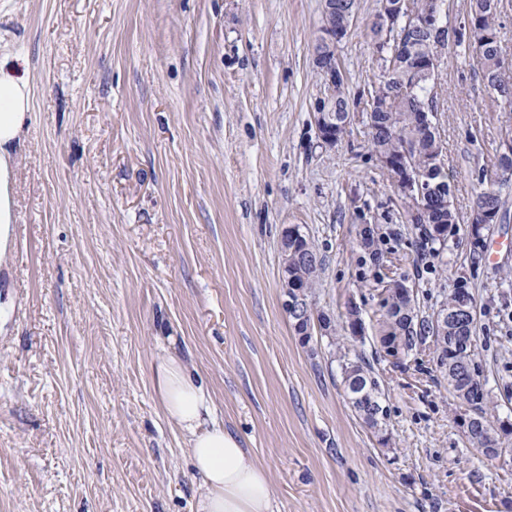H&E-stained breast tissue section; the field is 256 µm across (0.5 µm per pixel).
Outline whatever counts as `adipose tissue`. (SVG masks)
Listing matches in <instances>:
<instances>
[{
    "label": "adipose tissue",
    "mask_w": 512,
    "mask_h": 512,
    "mask_svg": "<svg viewBox=\"0 0 512 512\" xmlns=\"http://www.w3.org/2000/svg\"><path fill=\"white\" fill-rule=\"evenodd\" d=\"M30 122L29 79L8 58H0V256L13 245L17 150ZM154 374L164 411L188 437L200 478L196 512H272L265 469L212 418L209 397L197 375L173 356L158 363Z\"/></svg>",
    "instance_id": "ef3b65f1"
}]
</instances>
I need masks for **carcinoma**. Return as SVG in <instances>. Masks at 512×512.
Instances as JSON below:
<instances>
[{
	"label": "carcinoma",
	"instance_id": "cac0c4a2",
	"mask_svg": "<svg viewBox=\"0 0 512 512\" xmlns=\"http://www.w3.org/2000/svg\"><path fill=\"white\" fill-rule=\"evenodd\" d=\"M500 10L492 11L487 7V0H468L466 14L460 20V38L455 45L472 49L468 21L479 19V32L497 30ZM377 52L383 61L378 84L392 92L393 100L388 107L367 113L368 144L375 157L398 158L407 152L413 167L428 171L430 191L422 203L427 211L424 221L417 224L422 232L425 244L431 251L440 252L448 247V236L454 232L459 217L452 207V187L442 163V145L436 131L426 133L420 127L419 113L423 105H432L438 109L435 84L416 71L423 66L430 53V38L418 27L407 30L400 42L387 43L383 47L384 35L378 22L371 27ZM482 80L489 87L493 86L492 75L500 63L501 48L498 43H483L479 54L475 55ZM336 116V138L340 139L346 132L344 119L348 113V100L344 93L336 94L331 102ZM504 201L494 186L483 189L477 195L475 206L500 213ZM361 245L370 250L376 260H383L387 250V236L378 234L370 225H364L359 232ZM281 246L288 247V297H303L309 300L319 282L322 266L315 264L318 257L309 234L299 225H293L282 232ZM387 296L382 299L383 309L380 320L379 342L392 357L407 356L416 349L424 339H434L437 352V366L443 377L453 378L457 388L467 390L466 402L475 407V414L468 427L472 433V443L492 444L506 451L499 441L501 436L512 435L511 423H500L495 428L485 416L482 407L487 392L480 378L479 365L475 358L476 317L465 316L450 319L444 323L434 319V315L420 316L415 304L402 306V288L385 289ZM473 299L464 281H459L440 302L439 312H455L462 300ZM296 324V334L306 331L315 322L330 320L325 312H313L312 308L304 310L297 317L289 315ZM343 381L348 398L357 413H362L363 401L355 396L365 395L377 403L378 417L364 418L371 426L386 419L387 412L383 406L380 382L365 357L357 355L345 358L341 364Z\"/></svg>",
	"mask_w": 512,
	"mask_h": 512
}]
</instances>
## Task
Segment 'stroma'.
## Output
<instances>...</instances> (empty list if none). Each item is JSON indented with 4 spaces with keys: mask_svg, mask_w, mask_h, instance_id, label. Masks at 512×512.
<instances>
[{
    "mask_svg": "<svg viewBox=\"0 0 512 512\" xmlns=\"http://www.w3.org/2000/svg\"><path fill=\"white\" fill-rule=\"evenodd\" d=\"M357 0L337 49L354 117L335 147L313 120L322 0H0V56L23 59L32 120L17 159L15 243L0 258V512H195L188 439L155 365L179 357L216 419L268 473L273 512H512V459L468 439L426 340L377 338L383 285L358 229L396 225L387 276L421 314L464 279L487 416L512 422V182L473 259L468 225L512 113L448 45L437 126L458 233L422 254L371 155L359 98L381 62ZM323 260L315 308L365 334L302 343L286 311L281 234ZM370 360L385 433L355 412L342 354Z\"/></svg>",
    "mask_w": 512,
    "mask_h": 512,
    "instance_id": "35a3bbf8",
    "label": "stroma"
}]
</instances>
